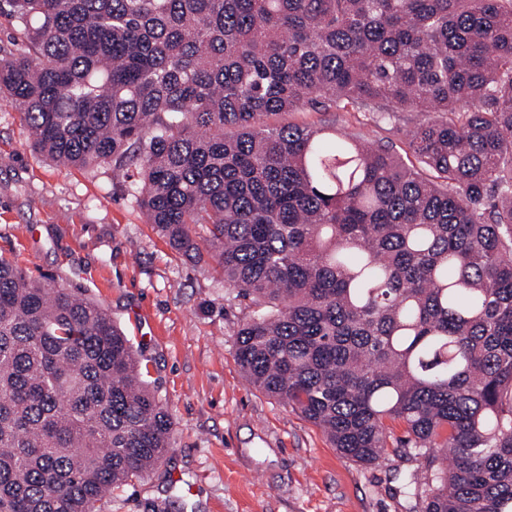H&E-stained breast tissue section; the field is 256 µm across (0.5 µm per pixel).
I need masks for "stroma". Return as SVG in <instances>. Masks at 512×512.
I'll list each match as a JSON object with an SVG mask.
<instances>
[{
	"label": "stroma",
	"instance_id": "obj_1",
	"mask_svg": "<svg viewBox=\"0 0 512 512\" xmlns=\"http://www.w3.org/2000/svg\"><path fill=\"white\" fill-rule=\"evenodd\" d=\"M423 118L401 112L306 111L291 122L369 131L395 151ZM0 254L106 307L137 348L167 407L171 450L100 512H410L391 424L385 461L345 458L313 423L266 395L235 360L251 313L207 262L173 251L110 165L66 168L33 151L18 108L0 97Z\"/></svg>",
	"mask_w": 512,
	"mask_h": 512
}]
</instances>
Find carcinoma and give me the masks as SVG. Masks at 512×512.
I'll use <instances>...</instances> for the list:
<instances>
[{
    "label": "carcinoma",
    "mask_w": 512,
    "mask_h": 512,
    "mask_svg": "<svg viewBox=\"0 0 512 512\" xmlns=\"http://www.w3.org/2000/svg\"><path fill=\"white\" fill-rule=\"evenodd\" d=\"M34 151L112 165L253 314L250 382L416 512H512V0H0ZM421 112L406 155L267 118ZM208 232L200 240L197 227ZM172 418L102 305L0 256V512H98Z\"/></svg>",
    "instance_id": "obj_1"
}]
</instances>
